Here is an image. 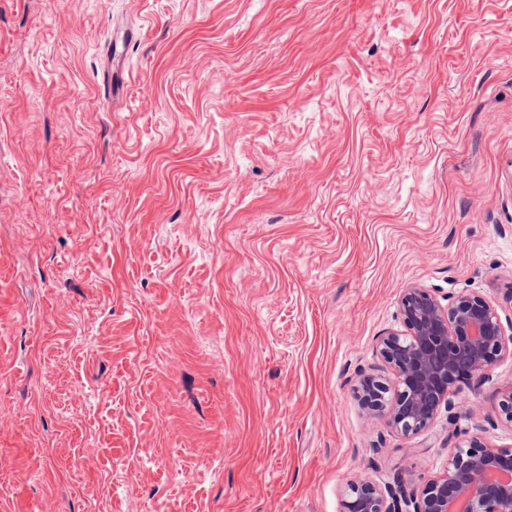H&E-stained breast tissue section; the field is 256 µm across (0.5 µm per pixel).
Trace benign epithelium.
<instances>
[{"label": "benign epithelium", "instance_id": "7a95c632", "mask_svg": "<svg viewBox=\"0 0 512 512\" xmlns=\"http://www.w3.org/2000/svg\"><path fill=\"white\" fill-rule=\"evenodd\" d=\"M401 329L380 337L376 353L390 372H364L354 387L363 413L385 419L405 437L428 429L443 408L472 383L488 379L512 357L497 306L478 292L448 298L406 288L399 300ZM448 462L434 478L409 487L400 475L347 483L343 512H512V448L488 446L478 425L460 432Z\"/></svg>", "mask_w": 512, "mask_h": 512}]
</instances>
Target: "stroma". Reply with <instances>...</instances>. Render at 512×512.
<instances>
[{
  "label": "stroma",
  "instance_id": "obj_1",
  "mask_svg": "<svg viewBox=\"0 0 512 512\" xmlns=\"http://www.w3.org/2000/svg\"><path fill=\"white\" fill-rule=\"evenodd\" d=\"M417 284L512 335V0H0V512L422 484L358 374Z\"/></svg>",
  "mask_w": 512,
  "mask_h": 512
}]
</instances>
